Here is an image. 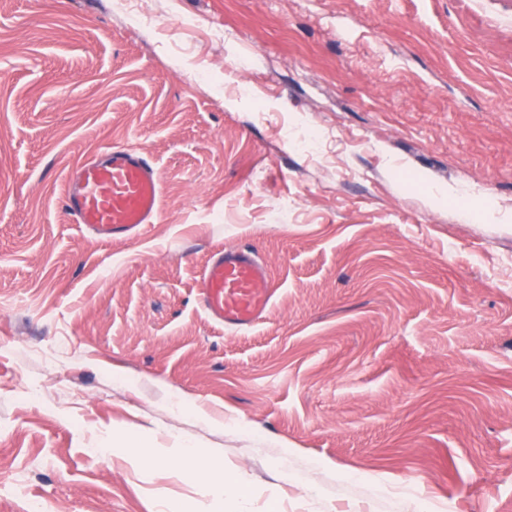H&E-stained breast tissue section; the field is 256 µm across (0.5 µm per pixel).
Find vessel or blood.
<instances>
[{"instance_id":"vessel-or-blood-1","label":"vessel or blood","mask_w":512,"mask_h":512,"mask_svg":"<svg viewBox=\"0 0 512 512\" xmlns=\"http://www.w3.org/2000/svg\"><path fill=\"white\" fill-rule=\"evenodd\" d=\"M63 206L74 223L96 239L121 241L141 235L158 213L162 174L141 150L114 146L71 168ZM268 271L252 251L220 248L209 256L199 301L217 324L247 328L271 305Z\"/></svg>"}]
</instances>
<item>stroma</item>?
<instances>
[{"mask_svg": "<svg viewBox=\"0 0 512 512\" xmlns=\"http://www.w3.org/2000/svg\"><path fill=\"white\" fill-rule=\"evenodd\" d=\"M124 4L0 0V512H212L182 448L224 512H512V0ZM124 145L162 208L105 243L66 175ZM268 271L252 251L220 248L209 256L198 290L208 316L217 324L247 328L271 305Z\"/></svg>", "mask_w": 512, "mask_h": 512, "instance_id": "1", "label": "stroma"}]
</instances>
